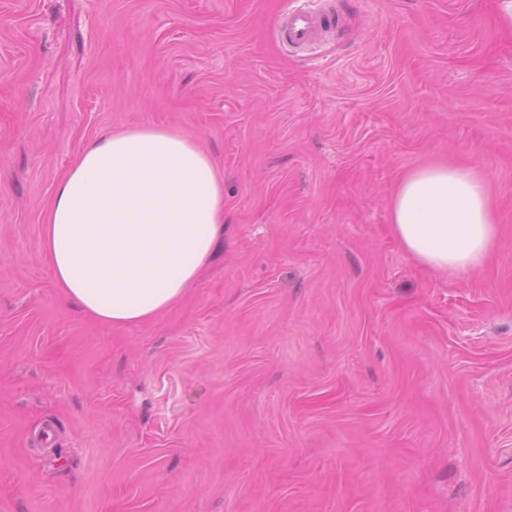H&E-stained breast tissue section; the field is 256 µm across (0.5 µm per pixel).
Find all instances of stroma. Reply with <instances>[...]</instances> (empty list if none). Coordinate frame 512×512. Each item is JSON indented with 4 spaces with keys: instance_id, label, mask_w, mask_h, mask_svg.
Instances as JSON below:
<instances>
[{
    "instance_id": "1",
    "label": "stroma",
    "mask_w": 512,
    "mask_h": 512,
    "mask_svg": "<svg viewBox=\"0 0 512 512\" xmlns=\"http://www.w3.org/2000/svg\"><path fill=\"white\" fill-rule=\"evenodd\" d=\"M332 4L317 44L287 11ZM496 0H0V512H512V34ZM179 128L224 241L110 327L46 273L58 181L105 130ZM476 168L475 271L426 268L390 200ZM54 428L44 445L41 436Z\"/></svg>"
}]
</instances>
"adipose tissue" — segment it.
Here are the masks:
<instances>
[{
    "label": "adipose tissue",
    "instance_id": "ef3b65f1",
    "mask_svg": "<svg viewBox=\"0 0 512 512\" xmlns=\"http://www.w3.org/2000/svg\"><path fill=\"white\" fill-rule=\"evenodd\" d=\"M392 230L418 262L478 269L497 219L486 179L430 163L407 172L390 201ZM224 232V177L182 131L137 126L88 142L56 186L42 260L63 298L109 326L140 324L176 304Z\"/></svg>",
    "mask_w": 512,
    "mask_h": 512
}]
</instances>
